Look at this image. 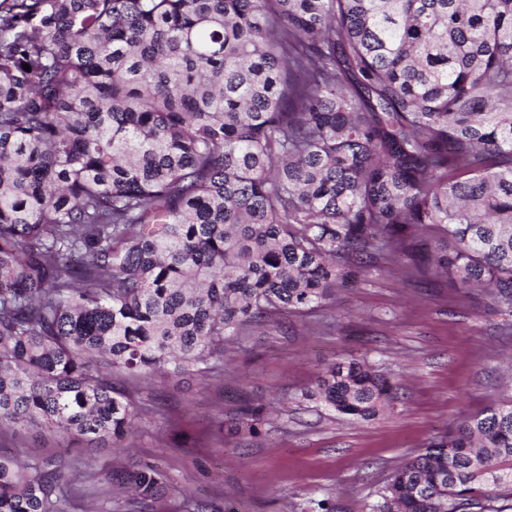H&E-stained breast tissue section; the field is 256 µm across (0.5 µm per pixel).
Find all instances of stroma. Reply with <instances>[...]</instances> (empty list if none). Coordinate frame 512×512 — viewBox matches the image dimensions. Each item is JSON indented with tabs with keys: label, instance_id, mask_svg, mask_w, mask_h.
<instances>
[{
	"label": "stroma",
	"instance_id": "1",
	"mask_svg": "<svg viewBox=\"0 0 512 512\" xmlns=\"http://www.w3.org/2000/svg\"><path fill=\"white\" fill-rule=\"evenodd\" d=\"M363 358L398 383L370 421L302 401L317 372ZM228 371L142 383V412L115 458L46 432L0 433V455L51 464L76 482L67 512H367L393 468L464 417L512 395V318L485 293L416 271L371 267L335 308L291 314L237 347ZM277 401L259 434L236 431L248 401ZM151 466L162 495L138 501L100 483L114 469Z\"/></svg>",
	"mask_w": 512,
	"mask_h": 512
}]
</instances>
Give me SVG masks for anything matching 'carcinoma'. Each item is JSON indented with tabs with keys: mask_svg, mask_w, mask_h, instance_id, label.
Masks as SVG:
<instances>
[{
	"mask_svg": "<svg viewBox=\"0 0 512 512\" xmlns=\"http://www.w3.org/2000/svg\"><path fill=\"white\" fill-rule=\"evenodd\" d=\"M378 253L512 315V0H0V430L120 454L136 403L101 368L224 370ZM394 395L354 359L302 397L374 420ZM103 479L163 489L150 467ZM69 493L0 456V512ZM367 508L509 512L512 398Z\"/></svg>",
	"mask_w": 512,
	"mask_h": 512,
	"instance_id": "1",
	"label": "carcinoma"
}]
</instances>
